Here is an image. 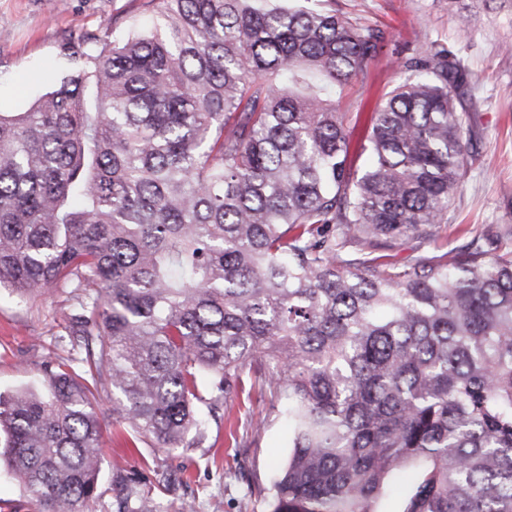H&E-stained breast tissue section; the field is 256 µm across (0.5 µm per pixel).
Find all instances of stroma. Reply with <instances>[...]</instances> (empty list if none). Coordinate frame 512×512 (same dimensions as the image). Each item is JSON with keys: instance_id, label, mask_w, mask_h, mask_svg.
Here are the masks:
<instances>
[{"instance_id": "35a3bbf8", "label": "stroma", "mask_w": 512, "mask_h": 512, "mask_svg": "<svg viewBox=\"0 0 512 512\" xmlns=\"http://www.w3.org/2000/svg\"><path fill=\"white\" fill-rule=\"evenodd\" d=\"M332 8L381 30L384 40L337 99L346 114L348 162L362 173L367 137L385 97L403 78L395 61L425 52L433 43L458 50L469 70L456 97L470 117L475 162L433 238L396 240L388 252L406 262L415 254L462 249L472 236L488 246L512 244V9L499 0H329ZM147 0H0V112L26 111L65 70L63 47L86 32L117 21L133 29L148 21ZM70 303L50 289L27 302L0 288V393L36 383L70 330ZM268 387L246 385L208 418V439L200 447L174 452L147 445L124 447L111 436L120 425L112 413V390L101 389L97 413L107 442L102 478L113 469L145 477L161 473L179 481L177 498L194 501L196 512H264L247 485L270 488L278 463L288 457V423L273 410Z\"/></svg>"}]
</instances>
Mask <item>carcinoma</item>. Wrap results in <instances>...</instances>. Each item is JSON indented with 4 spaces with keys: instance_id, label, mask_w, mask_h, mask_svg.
I'll return each mask as SVG.
<instances>
[{
    "instance_id": "1",
    "label": "carcinoma",
    "mask_w": 512,
    "mask_h": 512,
    "mask_svg": "<svg viewBox=\"0 0 512 512\" xmlns=\"http://www.w3.org/2000/svg\"><path fill=\"white\" fill-rule=\"evenodd\" d=\"M149 0V29L109 22L63 48L73 71L0 112V286L68 295L96 347L0 395L4 461L46 512H168L164 475L101 484L99 390L133 447L206 440L249 373L288 417L264 512H512V250L399 266L474 162L435 44L368 136L353 177L333 97L380 35L322 3Z\"/></svg>"
}]
</instances>
